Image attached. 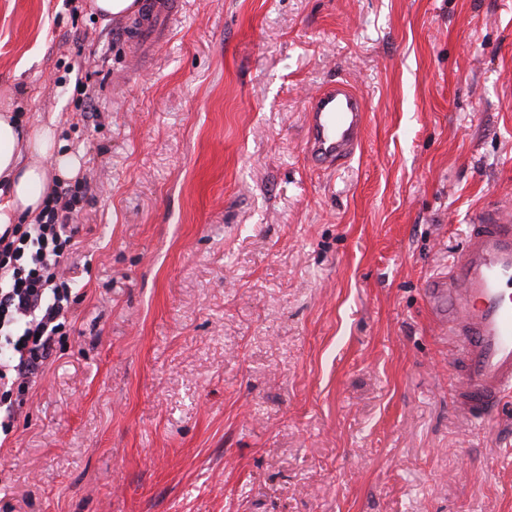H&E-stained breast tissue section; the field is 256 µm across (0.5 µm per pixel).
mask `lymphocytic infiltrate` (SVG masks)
<instances>
[{"instance_id": "1", "label": "lymphocytic infiltrate", "mask_w": 512, "mask_h": 512, "mask_svg": "<svg viewBox=\"0 0 512 512\" xmlns=\"http://www.w3.org/2000/svg\"><path fill=\"white\" fill-rule=\"evenodd\" d=\"M87 191L79 181L55 189L38 223L0 232V381L38 375L71 305L62 262L78 245L73 214Z\"/></svg>"}]
</instances>
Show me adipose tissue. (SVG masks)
<instances>
[{
  "instance_id": "obj_1",
  "label": "adipose tissue",
  "mask_w": 512,
  "mask_h": 512,
  "mask_svg": "<svg viewBox=\"0 0 512 512\" xmlns=\"http://www.w3.org/2000/svg\"><path fill=\"white\" fill-rule=\"evenodd\" d=\"M50 154L55 157L60 175L77 174L80 162L65 150L54 128L42 124L26 134L10 114L0 113V179L7 188L5 200L0 203V225L40 213L49 185L42 159Z\"/></svg>"
}]
</instances>
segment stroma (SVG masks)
Returning <instances> with one entry per match:
<instances>
[{
  "mask_svg": "<svg viewBox=\"0 0 512 512\" xmlns=\"http://www.w3.org/2000/svg\"><path fill=\"white\" fill-rule=\"evenodd\" d=\"M0 0V113L89 191L77 301L12 389L0 512H512V398L459 413L423 288L512 195V0ZM343 80L364 146L303 150ZM94 7L108 18L120 17L135 12L141 5L139 0H94ZM173 13L171 3L166 1L156 2L149 13L136 18L137 21L133 28L136 31L135 41L141 40L149 44L163 41L169 32L163 22L170 19ZM366 105L348 83L333 81L310 98L305 112L304 151L319 169L335 170L361 149Z\"/></svg>",
  "mask_w": 512,
  "mask_h": 512,
  "instance_id": "35a3bbf8",
  "label": "stroma"
}]
</instances>
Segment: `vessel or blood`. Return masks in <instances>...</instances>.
Listing matches in <instances>:
<instances>
[{"instance_id": "vessel-or-blood-1", "label": "vessel or blood", "mask_w": 512, "mask_h": 512, "mask_svg": "<svg viewBox=\"0 0 512 512\" xmlns=\"http://www.w3.org/2000/svg\"><path fill=\"white\" fill-rule=\"evenodd\" d=\"M170 0L138 17L136 37L163 41ZM366 105L348 83L334 81L310 98L304 151L319 169L333 170L361 149ZM426 298L443 335L458 344L455 404L473 419L496 414L512 394V207L495 201L479 210L450 270L430 284Z\"/></svg>"}]
</instances>
